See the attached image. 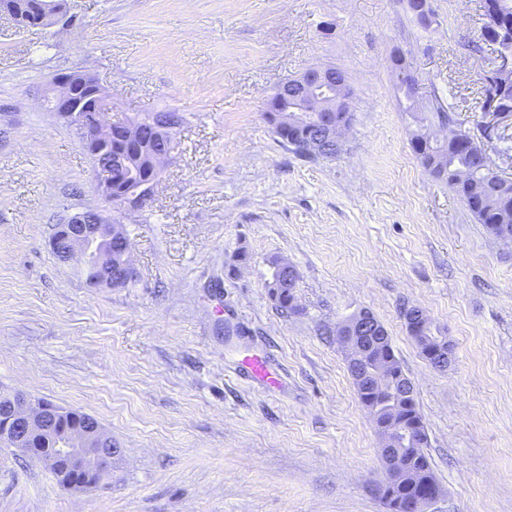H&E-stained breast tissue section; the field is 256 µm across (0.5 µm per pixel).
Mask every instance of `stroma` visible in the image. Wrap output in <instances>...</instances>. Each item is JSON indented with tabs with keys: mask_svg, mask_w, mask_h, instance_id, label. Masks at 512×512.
<instances>
[{
	"mask_svg": "<svg viewBox=\"0 0 512 512\" xmlns=\"http://www.w3.org/2000/svg\"><path fill=\"white\" fill-rule=\"evenodd\" d=\"M67 0L65 25L0 15V392L94 417L122 450L109 485L69 490L0 447V512H386L381 444L336 339L371 311L417 388L437 512H512V243L492 236L413 148L396 94L402 54L428 109L484 145L512 178V120L473 104L491 49L471 47L483 0ZM348 79L342 152L309 161L262 113L277 85L320 67ZM92 75L110 121L176 112L149 200L99 193L74 128L39 106L52 78ZM98 210L132 242L135 277L90 285L50 241ZM298 272L300 313L267 283ZM440 325L432 369L403 307ZM247 354L287 382L237 377ZM272 264L275 271L273 279L268 285L271 298L276 307L282 311H298V308L292 304L293 293L290 292L292 288H295L296 281L293 283V280H291L288 283V277L284 276V268L281 267L280 261L274 259ZM403 319L409 334L414 340L424 348V351L419 347L421 354L427 358L428 364L431 368L442 371L448 367L452 358V345L447 340L446 336L441 333H436L435 336H425L424 331L426 326L433 323L432 319L419 307H408L404 309ZM424 356V358H425ZM425 358V359H426Z\"/></svg>",
	"mask_w": 512,
	"mask_h": 512,
	"instance_id": "stroma-1",
	"label": "stroma"
}]
</instances>
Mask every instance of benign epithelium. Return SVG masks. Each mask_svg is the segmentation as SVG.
I'll return each mask as SVG.
<instances>
[{"instance_id": "7a95c632", "label": "benign epithelium", "mask_w": 512, "mask_h": 512, "mask_svg": "<svg viewBox=\"0 0 512 512\" xmlns=\"http://www.w3.org/2000/svg\"><path fill=\"white\" fill-rule=\"evenodd\" d=\"M58 19L54 0H31L23 15L16 16V21L23 28L51 26ZM495 58L493 69L506 83L512 79V57L497 53ZM335 79L332 72L324 69L314 74L306 73L300 78L282 82L276 90L275 100L294 103L298 112H324L328 115L350 112L351 98L342 91L334 93L326 88V84L335 82ZM42 102L47 111L79 129L80 147L92 161L94 180L107 202L115 198L121 203H143L149 198L171 151L173 124L161 118L153 121L161 146H146L138 155L149 165L150 175L145 180L128 178L117 190L110 160L112 151L108 148L115 128L114 123L106 120L110 98L95 78L88 74H60L49 84ZM323 127L327 128L326 133L314 132L291 143V146L310 158L319 159L323 157L322 142L326 135L336 143V153H341L349 125L326 121ZM51 247L64 263L75 259L85 267L88 262H94L96 277L90 283L95 286L120 288L135 275L131 245L122 226L104 218L98 211L86 210L68 216L53 235ZM403 319L409 334L424 348L431 368L438 371L446 369L452 358V345L440 333L421 335V330L432 323L426 312L419 307H408L404 309ZM336 336L345 350L350 374L363 396L361 403L380 439L385 482L415 480L416 470L395 443L392 431L386 428L383 418L386 403L373 400L374 396L385 393L393 401L409 404L416 394L414 381L408 374L395 370L392 360L370 358L372 351L383 343L379 324L370 311L361 310L339 323ZM65 414L66 410L59 406L39 404L29 397L14 394L9 397L8 405L0 409V441L30 457L34 451L28 447V441L50 429ZM67 437L72 447L59 449V456L66 459L69 470L73 471L72 475L64 478L65 487L83 488L77 472L87 466L97 468L105 478L112 476L114 458L120 449L113 446L112 437L99 423L86 418L81 427L67 433ZM442 497V491L432 489L407 507L392 503L389 512H433V506Z\"/></svg>"}]
</instances>
